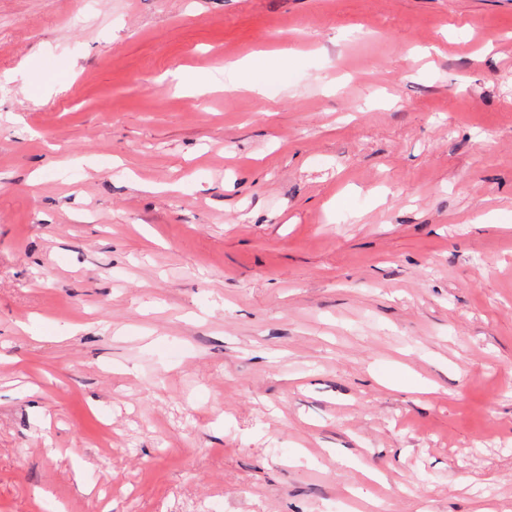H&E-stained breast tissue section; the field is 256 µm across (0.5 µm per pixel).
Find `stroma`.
<instances>
[{"instance_id":"obj_1","label":"stroma","mask_w":512,"mask_h":512,"mask_svg":"<svg viewBox=\"0 0 512 512\" xmlns=\"http://www.w3.org/2000/svg\"><path fill=\"white\" fill-rule=\"evenodd\" d=\"M104 506L512 512V0H0V512ZM272 59L273 57L266 52H254L249 55L246 60L230 64V68L233 67L244 71L246 75L245 80L235 86L270 95V91L266 90V84L260 83L259 81H252L251 78H259L261 73L268 72L269 63Z\"/></svg>"}]
</instances>
